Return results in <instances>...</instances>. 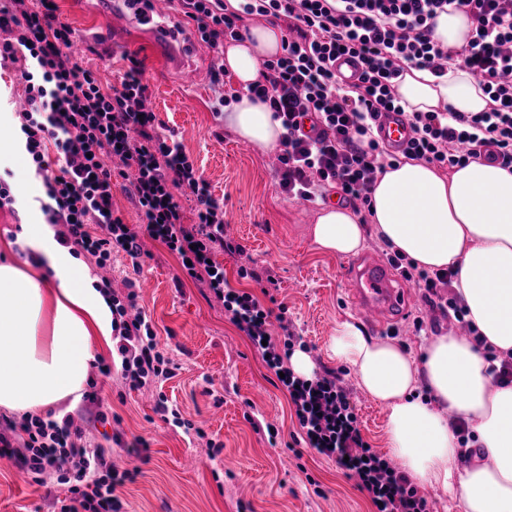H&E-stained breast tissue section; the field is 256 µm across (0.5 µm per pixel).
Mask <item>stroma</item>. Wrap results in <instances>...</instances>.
Instances as JSON below:
<instances>
[{"mask_svg":"<svg viewBox=\"0 0 512 512\" xmlns=\"http://www.w3.org/2000/svg\"><path fill=\"white\" fill-rule=\"evenodd\" d=\"M57 15L72 31L77 56L85 67L115 81L136 58L143 70L153 110L162 132L174 136L194 167L202 172L215 197L224 201L228 235L240 253L218 254L229 285L261 296L239 267L270 268L277 280L272 295L284 318L301 336L315 370L338 371L350 388L358 427L371 448L387 452V408L358 385L352 370L331 358L327 346L337 321L352 318L343 281L342 259L320 251L310 227L321 203L288 199L276 175L273 153H261L239 139L218 114L219 89L210 71L219 58L194 35V26L167 8L170 27L190 34L189 69H167L157 46L129 30L131 48H107L92 33L114 34L110 4L97 0H56ZM140 262L113 252L112 286L124 291L134 280L139 305L150 319L159 349L175 366L172 378L129 390L120 376L104 377L91 369L103 403L114 418L101 423L99 405L78 401L63 405L92 444L102 446L117 470L130 469L133 480L118 486L123 512H375L367 491L346 476L334 461L308 447L287 392L245 336L224 315L221 302L200 282L182 278L179 261L158 242L145 238ZM402 319L392 324L393 339L417 354L429 337L413 333L423 317L433 334L452 332L451 319L431 311L419 290ZM432 334V335H433ZM164 394L195 431L162 422L154 413ZM276 438H269V431ZM121 434L115 444L113 434ZM148 445V461L132 454L136 440ZM0 512H50L45 489L0 458Z\"/></svg>","mask_w":512,"mask_h":512,"instance_id":"obj_1","label":"stroma"}]
</instances>
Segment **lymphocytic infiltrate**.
<instances>
[{
    "label": "lymphocytic infiltrate",
    "instance_id": "1",
    "mask_svg": "<svg viewBox=\"0 0 512 512\" xmlns=\"http://www.w3.org/2000/svg\"><path fill=\"white\" fill-rule=\"evenodd\" d=\"M177 2L200 40L219 53L225 39H240L243 17L286 21L281 54L264 61L246 93L267 104L284 129L278 159L288 195L313 202L332 184L343 198L367 207L378 172L402 157L456 167L485 156L512 171V0H240L235 8L226 0ZM455 11L473 20L466 45L458 49L431 37L438 14ZM72 34L59 21L55 0H0V65L21 66L29 107L19 114L20 129L45 187L40 210L57 240L99 268L116 251L140 258L142 237L160 242L187 277L208 285L225 317L281 374L309 447L354 473L376 512H432L406 474L364 441L351 392L335 371L297 376L289 359L299 336L288 329L282 342L273 341L271 310L229 287L214 256L241 247L225 235L224 202L182 145L160 133L138 63L118 83L103 84L71 53ZM345 54L361 65L357 82L336 77L335 62ZM452 63L479 81L489 97L487 111L408 113L410 145L403 156L388 153L374 121L379 113L399 110L396 80L410 68L441 77ZM50 147L57 155L54 173L45 159ZM119 178L131 182L139 229L124 224L112 208V182ZM186 200L193 204L189 223ZM389 260L422 288L432 309L452 315L484 346L451 272L420 269L397 252ZM99 286L112 302V349L125 385L139 390L172 377L149 320L136 310L135 290L119 294L106 277ZM0 456L38 485L55 478L63 493L52 496L53 512H121L116 489L130 472H118L109 454L87 445L71 415L1 419Z\"/></svg>",
    "mask_w": 512,
    "mask_h": 512
}]
</instances>
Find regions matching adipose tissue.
<instances>
[{
    "label": "adipose tissue",
    "mask_w": 512,
    "mask_h": 512,
    "mask_svg": "<svg viewBox=\"0 0 512 512\" xmlns=\"http://www.w3.org/2000/svg\"><path fill=\"white\" fill-rule=\"evenodd\" d=\"M282 37L274 26L251 27L225 45L226 73L242 86L254 82L263 61L280 54ZM395 90L409 112L488 108L477 79L454 64L439 78L408 69ZM224 122L261 153L284 133L266 104L245 95ZM371 206L376 235L420 268L452 269L480 336L498 355L512 354V172L479 161L447 175L407 161L378 174ZM311 233L321 251L339 256L365 242L363 225L344 207L322 209ZM17 238L36 258L23 267L0 261V407L44 415L81 399L91 364L112 350V309L49 225H21ZM328 350L387 407V448L410 480L449 494L458 512H512V383L494 380L479 348L448 333L417 358L346 319ZM421 387L431 403L416 398ZM454 418L468 424V445L453 433Z\"/></svg>",
    "instance_id": "adipose-tissue-1"
}]
</instances>
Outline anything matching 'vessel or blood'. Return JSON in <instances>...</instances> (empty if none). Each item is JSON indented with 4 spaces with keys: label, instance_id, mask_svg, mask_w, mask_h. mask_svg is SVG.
<instances>
[{
    "label": "vessel or blood",
    "instance_id": "b4317fda",
    "mask_svg": "<svg viewBox=\"0 0 512 512\" xmlns=\"http://www.w3.org/2000/svg\"><path fill=\"white\" fill-rule=\"evenodd\" d=\"M122 17L136 25H153L165 46L181 44L183 36L157 22L155 14L142 13L138 0H122ZM379 142L392 154H401L412 138L404 116L396 112L380 113L376 119ZM345 281L348 299L360 312L368 327L383 329L390 313L407 309L409 296L400 273L386 259H348Z\"/></svg>",
    "mask_w": 512,
    "mask_h": 512
}]
</instances>
